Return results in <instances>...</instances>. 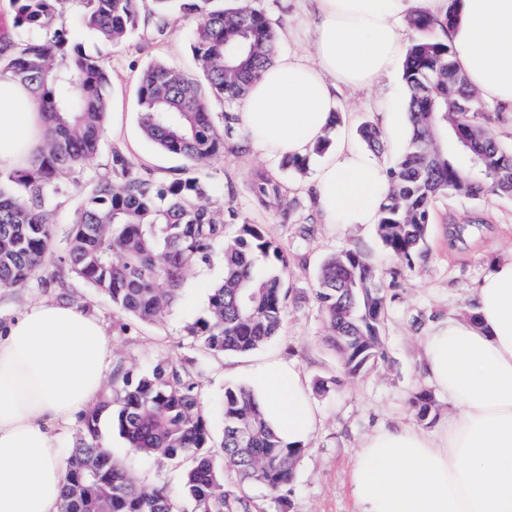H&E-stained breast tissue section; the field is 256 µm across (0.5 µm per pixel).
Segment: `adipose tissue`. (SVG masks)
Returning <instances> with one entry per match:
<instances>
[{
	"instance_id": "1",
	"label": "adipose tissue",
	"mask_w": 512,
	"mask_h": 512,
	"mask_svg": "<svg viewBox=\"0 0 512 512\" xmlns=\"http://www.w3.org/2000/svg\"><path fill=\"white\" fill-rule=\"evenodd\" d=\"M313 27L311 54L280 53L248 89L237 119L253 153L312 156L329 136L341 90L388 75L403 23L437 0H291ZM454 61L480 99L512 119V0H456ZM42 117L25 87L0 72V172L27 166ZM387 190L383 163L342 139L320 157L312 191L331 224H374ZM473 317L430 323L422 371L450 405L441 430L384 428L350 474L356 512H512V259L472 290ZM112 342L94 315L65 302L30 306L0 326V512H59L65 482L58 431L100 400ZM284 442H305L316 417L298 369L253 377Z\"/></svg>"
}]
</instances>
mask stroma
Instances as JSON below:
<instances>
[{
	"label": "stroma",
	"mask_w": 512,
	"mask_h": 512,
	"mask_svg": "<svg viewBox=\"0 0 512 512\" xmlns=\"http://www.w3.org/2000/svg\"><path fill=\"white\" fill-rule=\"evenodd\" d=\"M261 5L276 25L278 51L306 50L300 19L287 0H261ZM195 25V17L177 15L170 19L163 35H153L147 25L125 43L110 48L93 34L81 37L85 52L101 57L110 73V109L121 113L122 118L119 131L104 127L96 154L87 161L79 181L71 184L60 200L55 213L57 246L49 267H61L65 235L77 208L90 194V179L104 171L113 149L119 148L161 182L185 172L198 173L217 187L228 231H235L243 222L262 224L287 250L290 293L278 336L248 355L216 358L190 347L185 327L205 315L209 288L224 274L218 255L210 263L188 269L179 301L153 324L116 312L109 300L71 274L65 276L59 288L45 287L36 276L25 287L0 289V320L13 318L27 306L57 300L63 293L102 320L116 359L139 370L149 369L163 358L194 360L200 401L210 421L211 444L215 447L223 435L219 404L225 388L250 384L258 368L278 359L288 360L305 379L317 426L304 445L285 512H354L349 476L356 452L368 436L399 424L427 433L437 432L444 425L448 416L446 398H437L436 417L428 424L418 421L409 407L411 395L426 386L419 363L421 338L432 319L451 311L467 312L473 285L494 263L512 257V197L490 195L475 201L453 195L437 199L429 226L430 256L427 262L407 269L385 251L375 225L326 223L306 187L312 172L296 174L281 167L280 157L253 154L243 131H235L227 140L223 155L199 166L161 151L140 128L137 78L153 60L194 73L189 35ZM337 113L336 132L354 138L363 124L377 126L382 134L378 157L384 164H391L402 152L407 137L406 92L400 69H393L371 89L344 96ZM258 168L284 183L286 198L294 203L290 223H280L273 211L253 199L249 184ZM304 224L314 225L310 236H301ZM452 224L475 225L476 231L465 246H449L448 227ZM347 248L363 252L394 296L385 326V359L356 376L346 374L336 354L324 344V321L314 298L318 266L330 254ZM320 379L329 381L328 391L316 389ZM100 429L113 457L132 476L148 482L165 481L174 512H192L191 503L180 491L181 467L129 452L111 420H102Z\"/></svg>",
	"instance_id": "stroma-1"
}]
</instances>
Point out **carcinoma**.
<instances>
[{
    "mask_svg": "<svg viewBox=\"0 0 512 512\" xmlns=\"http://www.w3.org/2000/svg\"><path fill=\"white\" fill-rule=\"evenodd\" d=\"M154 30L175 14L193 15L192 76L154 60L140 73L138 102L144 136L158 149L204 164L224 153L235 131L233 107L268 65L276 30L260 0H152ZM20 39L0 53V70L26 86L41 113L44 140L30 165L0 177V288H23L46 269L54 244V214L67 185L97 152L108 110L110 74L86 54L68 17L108 45L135 34L142 0H11ZM419 33L402 64L408 138L388 168L389 187L376 224L386 251L408 269L429 256L435 200L488 193L512 196V147L489 126L490 113L453 61L448 17L423 8L407 18ZM222 108L215 116L213 104ZM448 137L436 147L430 134ZM480 162L470 168L468 155ZM250 192L261 206L290 219L279 179L253 173ZM224 207L211 184L194 174L158 182L125 152L112 151L95 176L91 196L75 214L66 240L67 271L104 294L112 306L144 323L159 321L178 300L186 270L208 263L222 247L224 275L210 288L206 316L189 324L190 343L206 353L246 355L278 335L285 312L288 253L264 225L243 223L225 236ZM475 228L449 230L463 245ZM325 341L345 372L357 375L384 359L383 328L392 297L356 248L328 257L315 292ZM194 362L159 359L147 372L118 362L112 391L83 419L65 462L60 512H172L165 483H139L104 448L103 416L112 415L132 453L153 456L182 471L193 512H251L247 486L263 487L275 507L286 505L303 445H288L267 423L253 390H224V434L211 446L208 419L194 379ZM422 422L435 417L428 390L410 398Z\"/></svg>",
    "mask_w": 512,
    "mask_h": 512,
    "instance_id": "obj_1",
    "label": "carcinoma"
}]
</instances>
